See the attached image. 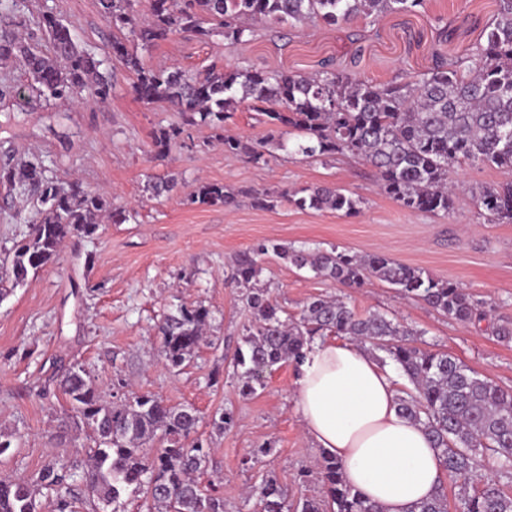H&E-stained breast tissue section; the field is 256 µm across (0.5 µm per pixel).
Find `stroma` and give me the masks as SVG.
<instances>
[{"mask_svg":"<svg viewBox=\"0 0 512 512\" xmlns=\"http://www.w3.org/2000/svg\"><path fill=\"white\" fill-rule=\"evenodd\" d=\"M30 15L51 10L79 43L104 54L112 28L99 0H28ZM497 0H426L424 10L392 14L378 25L310 24L301 29L260 24L251 40L234 50L222 36L201 39L180 33L139 49L146 65L199 73L244 65L313 74L322 64L350 68L359 77L385 83L426 70L433 52L452 55L472 43L471 20L486 21ZM461 24L451 39L438 42L434 18ZM112 96L44 102L29 90L22 62H0V79L20 94L0 101V160L20 162L30 154L48 157L54 178L80 181L125 207L130 219L104 223L90 236L65 239L57 264L29 274L0 301V434L11 447L0 455V477H29L51 459L86 457L89 432L56 383L82 368L107 400L124 403L134 393L155 395L172 405L193 406L198 437L209 448L204 482L213 483L225 512H258L254 492L274 473L289 501L321 495L320 482L299 483L316 473L320 451L305 435L294 405L297 371L280 363L264 385L244 397L232 359L242 346L252 315L243 289L228 282L237 255L261 242L297 248L338 247L358 255L384 253L430 277L465 288L489 321L512 320V224H492L469 197L459 196L450 215L411 211L387 197L374 171L347 156L306 159L285 151L254 163L225 153L205 126L189 128L167 153L155 157L153 135L179 117L166 104L147 105L133 89V77L119 62L109 65ZM175 176L177 187L153 196L150 185ZM239 190L235 206L188 201L198 182ZM312 184L342 187L362 198L352 216L301 210L282 200L271 208L252 205L250 191H292ZM39 218L36 203L0 183V261L10 259L20 232ZM258 285L270 289L281 318H298L313 297H338L356 313L386 314L416 331L419 346L448 352L499 386L512 389V343L486 329L463 325L425 303L405 299L387 283L359 288L315 276L262 256ZM209 311L203 341L180 371L159 353L158 326L175 306ZM230 413V428L215 425ZM269 457L252 456L264 442Z\"/></svg>","mask_w":512,"mask_h":512,"instance_id":"obj_1","label":"stroma"}]
</instances>
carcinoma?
Masks as SVG:
<instances>
[{
    "label": "carcinoma",
    "instance_id": "carcinoma-1",
    "mask_svg": "<svg viewBox=\"0 0 512 512\" xmlns=\"http://www.w3.org/2000/svg\"><path fill=\"white\" fill-rule=\"evenodd\" d=\"M134 0H100L112 29L150 46L177 33L201 38L221 25L224 45L236 49L251 40L252 23L301 27L321 22L350 26L357 20L376 25L387 14L411 12L423 0H152L140 18ZM37 27L48 38L34 53L14 36L0 34V60L22 56L32 76L31 88L47 101L73 100L88 90L98 101L112 95L103 61L82 49L71 30L51 11ZM112 54L134 77L144 103H166L180 122L159 129L154 152L164 155L191 127L206 125L224 152L252 162L267 161L272 150L307 158L351 155L375 170L380 189L402 207L450 214L455 195L451 169L466 161L512 171V0H498L495 14L476 40L459 54L433 55L428 70L398 81L374 83L347 68L326 64L314 75L235 67L208 69L188 76L176 68L144 65L123 39L112 40ZM251 103L268 127L265 137L243 139L224 134V122L236 107ZM0 182L40 202L39 220L14 245L10 263L0 264V300L23 284L31 271L56 264L62 242L75 233L92 235L100 217L114 224L127 211L78 182L60 183L42 155L13 164L0 163ZM475 206L492 224L512 223V181L470 190ZM238 193L219 183L202 182L189 194L192 204L233 206ZM300 209L343 214L359 210L360 199L329 185H311L287 196ZM274 252L297 268L347 287L370 279L385 282L405 298L419 300L462 324L486 319L465 289L435 280L384 253L360 257L345 251H309L279 243H259L235 260L230 281L247 289L253 324L246 328L247 351H238L239 392L255 394L263 374L281 362L299 364L316 336H348L383 353L410 384L399 410L420 424L444 457L458 486L457 512H512V389L481 376L458 358L411 343L414 332L380 312L356 315L340 299L314 297L300 318L285 322L272 303L270 289L256 287L259 257ZM208 310L181 306L159 325L161 355L171 370L180 369L200 347ZM59 388L83 426L90 430L88 467L56 458L36 481L0 479V512H123L122 497L140 494L151 512H224V498L202 485L208 453L198 438L200 418L190 405L173 406L151 395L117 405L107 401L82 369L69 371ZM159 439L163 447L149 454L144 445ZM316 478L324 494L304 497L295 506L273 477L259 488L260 512H380L361 491L346 483L341 463L321 455ZM83 497L73 494L75 482ZM411 512H450L446 489L417 503Z\"/></svg>",
    "mask_w": 512,
    "mask_h": 512
}]
</instances>
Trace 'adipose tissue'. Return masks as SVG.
Here are the masks:
<instances>
[{"label": "adipose tissue", "instance_id": "ef3b65f1", "mask_svg": "<svg viewBox=\"0 0 512 512\" xmlns=\"http://www.w3.org/2000/svg\"><path fill=\"white\" fill-rule=\"evenodd\" d=\"M398 397L395 374L352 342L316 341L296 379L307 437L381 512H411L448 478L427 432L399 413Z\"/></svg>", "mask_w": 512, "mask_h": 512}]
</instances>
